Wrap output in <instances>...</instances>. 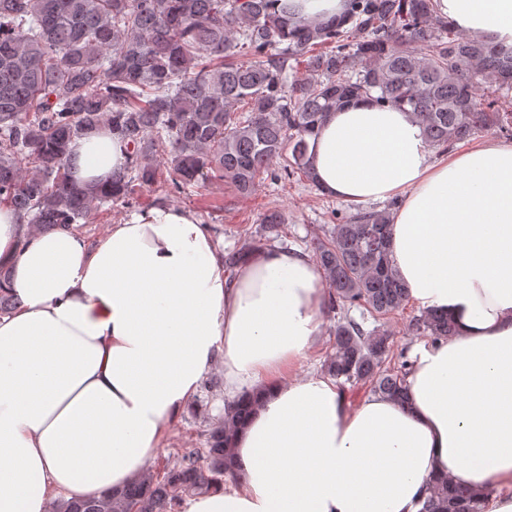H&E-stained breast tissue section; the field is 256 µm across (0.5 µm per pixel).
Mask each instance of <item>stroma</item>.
<instances>
[{
    "instance_id": "35a3bbf8",
    "label": "stroma",
    "mask_w": 512,
    "mask_h": 512,
    "mask_svg": "<svg viewBox=\"0 0 512 512\" xmlns=\"http://www.w3.org/2000/svg\"><path fill=\"white\" fill-rule=\"evenodd\" d=\"M159 204L195 212L209 224L220 247L226 250L241 244L243 229L258 230L263 213L270 208L283 211L288 219L283 244L306 251L310 250L313 237L322 235L339 218L358 211L357 206L320 194L304 180H267L249 197L240 196L227 181L199 185L179 194L157 185L139 191L130 202L100 207L92 213L88 223L79 226L78 231L94 241L104 237L112 225ZM209 378V384L201 385L198 395L168 430L163 448L157 449L151 459V472L172 466L178 450L201 447L211 425L223 416V408L217 405L224 393L222 369L214 368Z\"/></svg>"
}]
</instances>
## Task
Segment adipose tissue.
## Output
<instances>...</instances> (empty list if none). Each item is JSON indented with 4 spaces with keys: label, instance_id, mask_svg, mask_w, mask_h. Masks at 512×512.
<instances>
[{
    "label": "adipose tissue",
    "instance_id": "ef3b65f1",
    "mask_svg": "<svg viewBox=\"0 0 512 512\" xmlns=\"http://www.w3.org/2000/svg\"><path fill=\"white\" fill-rule=\"evenodd\" d=\"M464 34L512 45V0H439ZM75 179L127 161L102 133L73 141ZM311 174L351 205L397 199L392 259L412 302L456 336L412 355L407 398L350 406L330 378L289 379L321 342L322 273L296 247L254 253L234 274L207 224L158 205L97 242L31 234L0 204V512H47L48 494L97 498L147 469L215 362L224 402L250 396L233 467L240 487L181 512H417L429 479L495 488L512 512V144L434 158L406 111L332 112L308 139Z\"/></svg>",
    "mask_w": 512,
    "mask_h": 512
}]
</instances>
